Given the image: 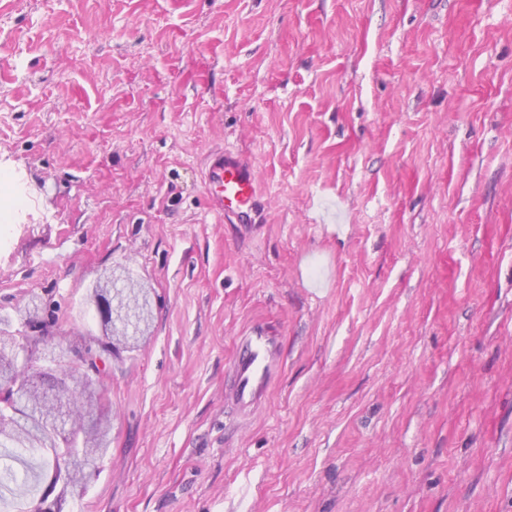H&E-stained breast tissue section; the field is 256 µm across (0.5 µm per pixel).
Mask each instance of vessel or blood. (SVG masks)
<instances>
[{
  "label": "vessel or blood",
  "mask_w": 512,
  "mask_h": 512,
  "mask_svg": "<svg viewBox=\"0 0 512 512\" xmlns=\"http://www.w3.org/2000/svg\"><path fill=\"white\" fill-rule=\"evenodd\" d=\"M205 180L217 191V214L237 224L253 222L260 186L251 162L229 150L217 153L207 165ZM279 360L278 343L262 326L239 336L224 397L240 417H249L263 404Z\"/></svg>",
  "instance_id": "1"
}]
</instances>
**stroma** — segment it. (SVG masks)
I'll return each mask as SVG.
<instances>
[{
  "label": "stroma",
  "instance_id": "stroma-1",
  "mask_svg": "<svg viewBox=\"0 0 512 512\" xmlns=\"http://www.w3.org/2000/svg\"><path fill=\"white\" fill-rule=\"evenodd\" d=\"M224 149L255 223L209 210ZM1 160L37 196L0 313L43 357L105 335L103 271L151 292L63 512H512V0H0ZM279 360L278 343L262 326L254 325L238 336L224 399L240 417H249L263 404Z\"/></svg>",
  "mask_w": 512,
  "mask_h": 512
}]
</instances>
